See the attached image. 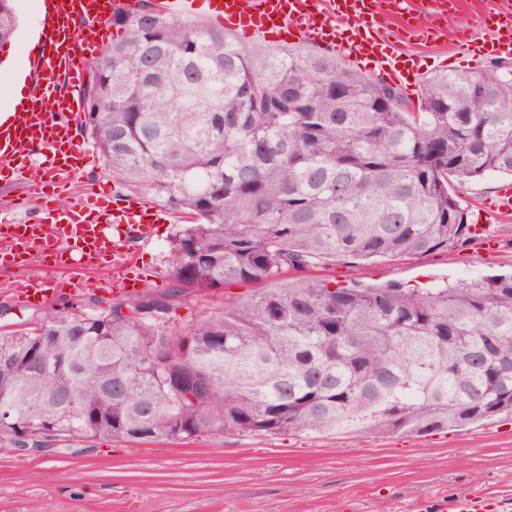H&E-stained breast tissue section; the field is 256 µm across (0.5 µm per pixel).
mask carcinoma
<instances>
[{"label": "carcinoma", "mask_w": 512, "mask_h": 512, "mask_svg": "<svg viewBox=\"0 0 512 512\" xmlns=\"http://www.w3.org/2000/svg\"><path fill=\"white\" fill-rule=\"evenodd\" d=\"M154 9L112 18L124 33L83 88L81 132L117 184L194 221L176 225L168 289L0 333V450L511 415V275L409 288L302 272L469 241L455 185L512 176V65L433 75L413 102L332 53L258 62L222 27L137 21ZM15 31L0 0V47ZM232 281L266 288L178 324L189 296Z\"/></svg>", "instance_id": "carcinoma-1"}]
</instances>
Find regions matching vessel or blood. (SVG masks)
Listing matches in <instances>:
<instances>
[{"label": "vessel or blood", "mask_w": 512, "mask_h": 512, "mask_svg": "<svg viewBox=\"0 0 512 512\" xmlns=\"http://www.w3.org/2000/svg\"><path fill=\"white\" fill-rule=\"evenodd\" d=\"M43 19L37 29L42 54L28 76L29 93L21 111L0 121V176L22 181L24 203L36 205L44 216L18 225L0 216V237L9 245L0 250V273L11 276L14 300L40 303L45 290L29 277L15 276L17 268L34 258L49 256L54 270L94 269L110 263L111 276L92 286L116 296L129 293V272L137 263L129 241L150 238L168 212L148 198L112 199L87 196L70 206H49L73 178L85 170L90 152L77 134L83 110L81 95L87 66L112 35L111 18L130 13L132 0H43ZM215 21L246 38L297 34L300 39L357 62L368 60L378 76L398 84L409 70L403 47L419 39H440L445 21L459 12L454 0H217ZM391 16L394 29L381 27ZM490 36L475 43L460 33L458 46L480 57H512V7L479 15ZM41 156V175L27 176L24 161ZM482 207L495 218L512 215V183L502 184L495 198Z\"/></svg>", "instance_id": "1"}]
</instances>
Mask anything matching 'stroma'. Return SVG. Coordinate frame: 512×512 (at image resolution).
Returning a JSON list of instances; mask_svg holds the SVG:
<instances>
[{
	"mask_svg": "<svg viewBox=\"0 0 512 512\" xmlns=\"http://www.w3.org/2000/svg\"><path fill=\"white\" fill-rule=\"evenodd\" d=\"M37 0H13L17 30L0 48V104L18 70L29 66L38 25ZM423 76L484 71L488 63L460 52L455 40L411 41ZM488 175L457 185L475 224L490 223L500 245L485 254L476 241L448 251L380 260L354 268L342 262L315 272L367 284L411 286L512 271V219L488 221L478 208L502 184ZM180 214L138 243L146 288L168 286L165 258ZM231 283L215 295L189 297L176 310L187 325L224 301L258 292ZM491 506L512 503V416L424 435L361 433L259 436L208 433L164 443L74 439L35 452L0 450V512H453L462 492Z\"/></svg>",
	"mask_w": 512,
	"mask_h": 512,
	"instance_id": "35a3bbf8",
	"label": "stroma"
}]
</instances>
